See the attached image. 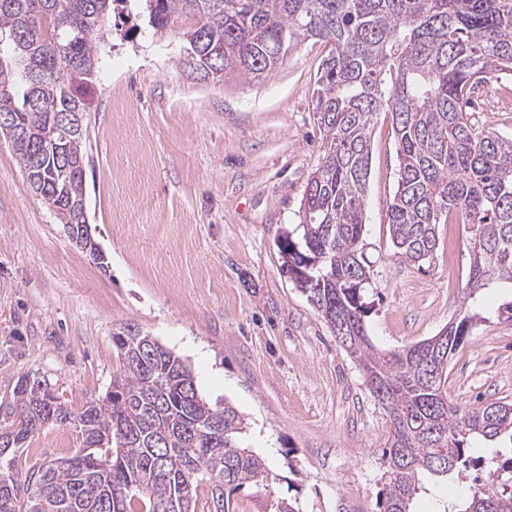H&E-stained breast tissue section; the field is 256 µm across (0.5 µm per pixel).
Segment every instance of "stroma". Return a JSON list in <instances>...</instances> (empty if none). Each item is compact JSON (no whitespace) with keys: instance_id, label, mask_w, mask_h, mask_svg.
<instances>
[{"instance_id":"35a3bbf8","label":"stroma","mask_w":512,"mask_h":512,"mask_svg":"<svg viewBox=\"0 0 512 512\" xmlns=\"http://www.w3.org/2000/svg\"><path fill=\"white\" fill-rule=\"evenodd\" d=\"M86 113L85 187L93 263L30 188L0 138V426L18 387L38 384L72 409L105 395L112 335L157 339L190 366L200 394L232 405L260 454L266 483L231 493L230 512H380L387 412L361 367L282 273L279 238L299 223L321 156L312 94L328 49L293 47L262 82L203 83L178 66L182 30H147L136 6L116 10ZM477 127L512 136V108L475 95ZM397 145L386 113L371 135L362 252L374 347L436 336L461 310L469 273L461 226L438 227L434 260L417 267L394 248L388 210ZM512 288L481 291V322L448 365V397L472 408L512 403ZM72 426L44 427L20 469L80 448Z\"/></svg>"}]
</instances>
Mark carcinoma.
Listing matches in <instances>:
<instances>
[{
  "label": "carcinoma",
  "mask_w": 512,
  "mask_h": 512,
  "mask_svg": "<svg viewBox=\"0 0 512 512\" xmlns=\"http://www.w3.org/2000/svg\"><path fill=\"white\" fill-rule=\"evenodd\" d=\"M129 0H0V119L29 184L79 227L85 197L86 128L62 123L85 115L112 11ZM153 33L179 20L178 64L211 83L263 81L288 50L314 38L329 45L314 90L322 158L301 202L300 236L282 235L286 274L314 278L301 291L361 366L387 410L382 452L383 512H412L421 491L472 468L471 441L512 442V403L466 409L448 400V362L479 313L486 288L512 287V137L474 128L465 110L478 88L512 74V0H139ZM390 114L400 160L389 214L390 237L407 261L433 259L437 227L467 225L470 255L462 314L453 341L383 352L367 335L363 291L364 211L374 119ZM111 390L78 411L49 407L47 390L22 386L9 427L0 429V512H196L207 487L209 512H229L226 490L268 479L266 463L240 446L243 419L198 392L185 361L156 339L123 329ZM50 424L71 425L82 448L23 471L18 452ZM444 512H512V456Z\"/></svg>",
  "instance_id": "cac0c4a2"
}]
</instances>
